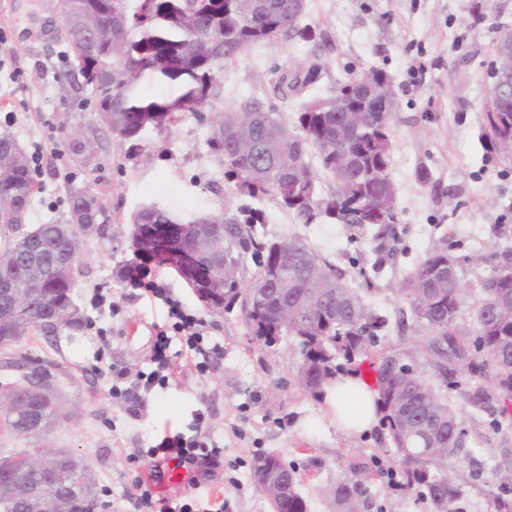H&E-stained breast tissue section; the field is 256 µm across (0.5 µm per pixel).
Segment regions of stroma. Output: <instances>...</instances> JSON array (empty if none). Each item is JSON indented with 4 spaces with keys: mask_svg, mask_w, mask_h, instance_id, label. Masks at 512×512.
I'll return each instance as SVG.
<instances>
[{
    "mask_svg": "<svg viewBox=\"0 0 512 512\" xmlns=\"http://www.w3.org/2000/svg\"><path fill=\"white\" fill-rule=\"evenodd\" d=\"M304 21L322 41L246 49L225 64L213 105L230 111L254 100L290 119L304 99L329 95L347 73L385 72L397 101L389 168L398 198L393 234L380 245L352 225L307 223L269 201L262 205L266 220L254 231L262 241L304 240L336 264L367 308L390 319L380 347L397 350L418 370L422 330L400 291L407 274L431 251L447 247L466 292L460 321L470 325L493 254L512 243V159L491 145L484 126L493 48L512 30V0H306ZM61 26L57 0H0V133L41 158L27 226L66 221L69 194L86 189L98 196L106 224L104 232L80 236L75 301L87 326L49 335L34 330L0 346V390L16 379L7 361L41 364L59 384L66 417L43 437L0 434V449L71 451L93 473L99 512H133L128 493L138 469L129 453L190 435L200 411L204 431L224 450V466L210 483L223 489L227 512H272L251 470L253 457L270 451L297 465L310 512H331L322 491L347 477L350 458L398 468L386 430L378 424L351 436L336 429L320 398L299 384L293 337L270 348L252 341L240 308L213 315L170 267L150 263V277L206 320V353L183 351L173 340L177 373L153 388L138 418L113 393V385H134L135 373L151 371L153 327L167 319L161 301L116 277L130 256L131 216L153 204L188 220L233 213L250 201L235 194L210 150L206 118L188 112L173 127L148 130L141 151L131 155L100 122L90 92L62 98L57 70L64 47L55 37ZM311 61L321 66L317 84L280 98L274 86L282 72ZM75 136L92 141L93 152L71 151ZM423 170L425 183L418 178ZM402 311L401 333L392 321ZM201 361L206 371L198 370ZM115 366L128 372L117 383ZM497 417L493 408L464 417L463 447L451 459L463 490L456 512H490V491L512 473V424L497 427Z\"/></svg>",
    "mask_w": 512,
    "mask_h": 512,
    "instance_id": "35a3bbf8",
    "label": "stroma"
}]
</instances>
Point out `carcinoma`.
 I'll return each mask as SVG.
<instances>
[{
    "mask_svg": "<svg viewBox=\"0 0 512 512\" xmlns=\"http://www.w3.org/2000/svg\"><path fill=\"white\" fill-rule=\"evenodd\" d=\"M72 0V12L63 17L62 41L66 51L59 70V83L88 72L92 82L73 88H87L94 95L96 112L107 113L105 126L127 145V152L140 150L141 139L150 128L166 129L185 112H211L210 146L222 161L236 142L245 151L224 171L237 193L257 203L267 199L297 218L336 219L359 228L378 226L376 238L392 235L397 198L389 178L393 145V116L369 112L359 130L349 127L336 100L353 103L361 94L352 87L351 73L329 96L323 97L318 112L300 111L288 121L274 112H257L248 119V101L232 112L214 110L212 98L224 63L239 52L259 44H273L270 33L280 37L313 41L314 30L303 23L306 3L296 0ZM135 29L138 39L131 47L120 45L118 34ZM150 77L176 83L182 92L171 99H149L136 88ZM319 78L314 64H297L281 75L276 91L281 98L297 96ZM71 92V93H73ZM71 93L64 92L68 98ZM512 123V100L504 103L499 128L486 119L487 134L499 151ZM315 153L318 166L310 162ZM336 182V191L322 194L318 172ZM36 191L27 155L13 136L0 134V196L13 200L14 208H0V225L5 229L0 243V284L12 283L28 294V318L19 322L11 316L8 299L0 296V338L23 336L33 328L50 334L61 327L79 329L86 325L73 299L77 275L81 274L80 234L95 223L102 210L90 191L69 196V219L64 224H39L29 234L25 221ZM179 220L157 206L139 209L131 218V257L118 272L122 281L135 280L150 261L175 267L179 253L196 255L207 270L224 266L223 286L201 281L192 287L197 297L215 314L240 305L253 340L270 347L282 336H292L300 350L299 366L311 373V384L303 389L318 396L330 384L343 364L358 359L370 361L381 394L384 421L390 443L402 466L399 487L413 489L430 512H451L460 499V486L445 471L447 462L461 448L466 410L479 412L492 404L508 417L512 409V279L492 284L481 282L480 310L474 325L458 324L464 292L458 273L442 272L448 258L434 250L419 261L403 283L401 292L409 302L415 321L425 338L419 347L424 364L440 371L441 384L433 386L421 373L399 362L390 351L378 350V331L385 320L372 314L361 297L344 282L334 265L317 255L302 239L282 244L288 253L302 257L293 266L282 267L273 254L272 243L257 240L251 226L263 223V212L249 207L226 217L200 215L178 228ZM210 224L228 225L229 238L218 248L204 250L199 238ZM250 226L246 230L243 225ZM251 253L258 270L255 276L288 277V290L271 288L264 305L251 310L234 289L240 287L243 255ZM313 307L312 322L305 328L290 329L276 316L282 303ZM503 309L494 312V307ZM448 336V352L438 345ZM401 386V399L419 419L401 424L390 399V381ZM457 393L450 402L444 389ZM46 428L61 416L49 402L37 403L11 420V434L24 436L33 419ZM17 454L0 457V512H20L6 490L18 475ZM288 474V505L271 502L273 512H309V501L300 488L295 465H281ZM350 476L327 491L333 512H371L374 506L370 483L388 478V470L354 460ZM493 512H512V489L491 493Z\"/></svg>",
    "mask_w": 512,
    "mask_h": 512,
    "instance_id": "1",
    "label": "carcinoma"
}]
</instances>
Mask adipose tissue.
<instances>
[{"label":"adipose tissue","mask_w":512,"mask_h":512,"mask_svg":"<svg viewBox=\"0 0 512 512\" xmlns=\"http://www.w3.org/2000/svg\"><path fill=\"white\" fill-rule=\"evenodd\" d=\"M323 402L336 426L351 434L369 431L379 418V392L359 375L337 378L324 391Z\"/></svg>","instance_id":"1"}]
</instances>
